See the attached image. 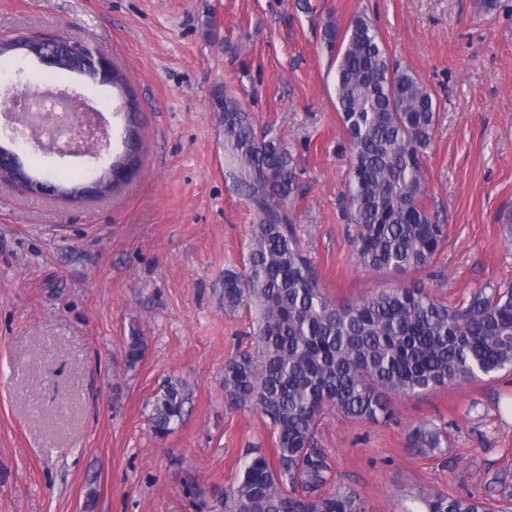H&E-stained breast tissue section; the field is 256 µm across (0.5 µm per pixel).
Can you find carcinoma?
Masks as SVG:
<instances>
[{
  "label": "carcinoma",
  "mask_w": 512,
  "mask_h": 512,
  "mask_svg": "<svg viewBox=\"0 0 512 512\" xmlns=\"http://www.w3.org/2000/svg\"><path fill=\"white\" fill-rule=\"evenodd\" d=\"M335 54L336 109L350 154L345 218L362 272L404 274L428 266L448 239V225L425 208L423 158L436 123L433 93L390 62L371 21L356 16L344 34L326 30ZM224 141L234 176L258 217L247 269L224 270V309L256 311L254 349L224 364L230 404L269 421L275 448L246 453L237 482L224 489V512H366L352 489H332L336 472L318 446L319 421L332 408L355 422L393 420V397L425 393L512 373V284L479 288L450 305L424 288H377L354 301L325 293L296 242L288 212L296 188L280 140L255 128L233 97L219 91ZM192 390L170 380L148 415L166 435L182 421ZM421 455L442 452L448 437L433 424L409 434ZM423 512H512V500L448 497L422 491Z\"/></svg>",
  "instance_id": "obj_1"
}]
</instances>
